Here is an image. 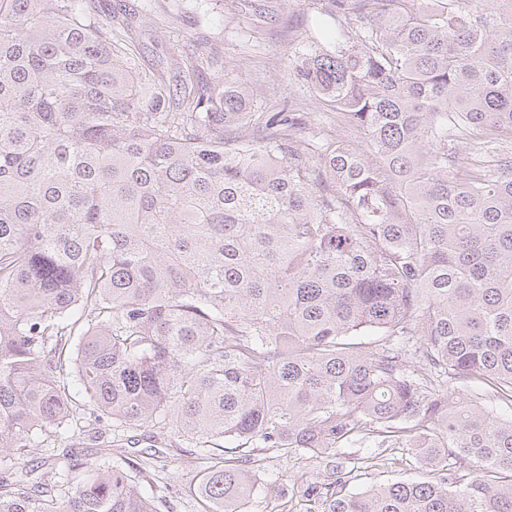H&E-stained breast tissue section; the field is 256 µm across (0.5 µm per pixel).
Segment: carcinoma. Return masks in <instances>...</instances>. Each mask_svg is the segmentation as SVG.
<instances>
[{
    "mask_svg": "<svg viewBox=\"0 0 512 512\" xmlns=\"http://www.w3.org/2000/svg\"><path fill=\"white\" fill-rule=\"evenodd\" d=\"M205 67L171 87L84 0H0V512H157L145 425L199 448V512H247L261 450L365 443L427 478L309 479L305 512H512V416L449 391L512 402V0H323L289 72L359 147ZM459 393L456 391L457 396H461L467 400L471 399L478 402L480 405L486 407L488 410L492 411L493 414L501 417H508L511 415L510 404L507 405L497 397L493 396V394L489 390H478V389H468L459 388Z\"/></svg>",
    "mask_w": 512,
    "mask_h": 512,
    "instance_id": "obj_1",
    "label": "carcinoma"
}]
</instances>
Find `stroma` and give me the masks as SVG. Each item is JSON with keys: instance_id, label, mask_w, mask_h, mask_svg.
<instances>
[{"instance_id": "stroma-1", "label": "stroma", "mask_w": 512, "mask_h": 512, "mask_svg": "<svg viewBox=\"0 0 512 512\" xmlns=\"http://www.w3.org/2000/svg\"><path fill=\"white\" fill-rule=\"evenodd\" d=\"M95 7L106 21L117 14L128 17L134 28L139 70L173 84L178 79L179 62L194 56H218L226 77L248 84L254 111L275 112L287 104L303 113L308 132L316 137L325 138L336 131L350 143L360 144L356 131L338 127L334 111L289 77V63L306 45L317 16V0H298L288 9L282 0H95ZM192 451L188 444L170 447L161 433L127 449L131 461L153 459L154 470L149 476H136L135 482L139 493L154 500L159 512H197L188 493L193 475L182 466ZM368 454V449L357 447L339 451L335 462L339 471L350 473V490L425 477L405 448L387 449L378 466L353 468V459ZM262 466L261 478L266 483L325 474L324 461L285 458L270 451L264 452Z\"/></svg>"}]
</instances>
